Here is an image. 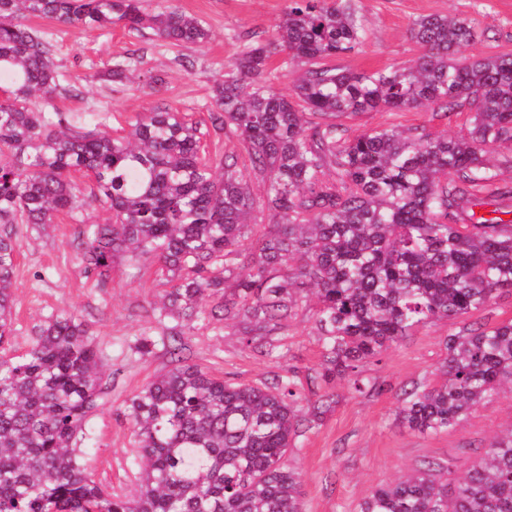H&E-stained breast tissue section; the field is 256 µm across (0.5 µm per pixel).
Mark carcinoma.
<instances>
[{
    "mask_svg": "<svg viewBox=\"0 0 512 512\" xmlns=\"http://www.w3.org/2000/svg\"><path fill=\"white\" fill-rule=\"evenodd\" d=\"M152 31L169 46L210 31L173 7L141 0H0V344L13 333L16 243L6 227L83 225L77 259L106 282L118 260L157 265L170 288L156 320L224 322L272 358L288 321L309 304L321 360L308 414L296 375L241 384L184 356L127 405L141 459L132 495L91 479L78 437L97 408L103 366L82 320L48 318L29 350L0 358V512H303L288 465L295 439L334 402L338 380L362 394L365 364L421 326L460 318L512 288V223L477 215L498 173L488 154L512 144V55L470 56L477 23L428 15L410 28L422 53L389 70L351 73L326 61L362 46L351 0H288L268 37L253 36L214 80L209 125L171 108L144 112L122 135L46 112L32 100L77 96L55 63L52 37L24 23ZM285 53L294 99L271 82ZM137 66L117 59L101 76ZM471 106L465 135L417 127L352 137L336 120L366 112ZM235 139L248 162L210 156L204 139ZM92 179L84 192L72 175ZM261 188L256 195L253 186ZM110 212L81 218L84 196ZM269 211L259 234L256 213ZM441 379L396 394L397 420L420 433L461 426L512 385V320L445 340ZM358 512H512V430L454 475L444 462L377 487Z\"/></svg>",
    "mask_w": 512,
    "mask_h": 512,
    "instance_id": "1",
    "label": "carcinoma"
}]
</instances>
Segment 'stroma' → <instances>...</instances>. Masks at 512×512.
<instances>
[{
  "label": "stroma",
  "mask_w": 512,
  "mask_h": 512,
  "mask_svg": "<svg viewBox=\"0 0 512 512\" xmlns=\"http://www.w3.org/2000/svg\"><path fill=\"white\" fill-rule=\"evenodd\" d=\"M364 19L365 42L359 51L335 59V66L371 72L411 63L419 54L410 37L412 23L439 14L475 19L482 32L471 48L476 56L512 54V0H352ZM196 17L210 39L188 48L169 47L127 30L73 28L48 19L30 26L52 33L56 62L68 81L79 85V98L57 97L53 107L65 113H99L107 130L121 132L137 115L169 106L194 119L207 117L215 78L253 35L271 32L288 0H173ZM133 56L142 64L129 82L97 80L117 57ZM161 73L163 85H151L150 73ZM470 107L448 115L419 108L371 112L344 119L349 134L365 128L422 127L449 135L467 133ZM80 227L70 218L40 228L13 227L18 246L13 336L6 357L23 355L35 330L49 317L71 313L88 327L104 366L97 409L85 423L80 448L92 479L119 494H133L140 459L126 416L130 398L157 374L172 367L167 352L170 323L158 322L153 309L167 288L151 264L133 269L116 262L109 280L97 283L83 272L76 254ZM512 319V291H502L484 310L416 328L411 335L367 363L364 375L375 391L354 395L345 382L332 388L335 402L319 424L298 437L288 456L300 473L304 512H356L375 488L416 468L422 459L451 463L464 473L489 443L512 427V391L502 390L479 405L458 430L419 434L401 427L395 391L403 386L436 383L446 355L447 336L468 333ZM154 342L149 355L137 353L142 338ZM181 339L191 363L239 383L254 384L295 369L307 374L320 360L312 309L288 325L276 357L260 358L239 335L225 333L223 323L200 320L183 327Z\"/></svg>",
  "instance_id": "obj_1"
}]
</instances>
